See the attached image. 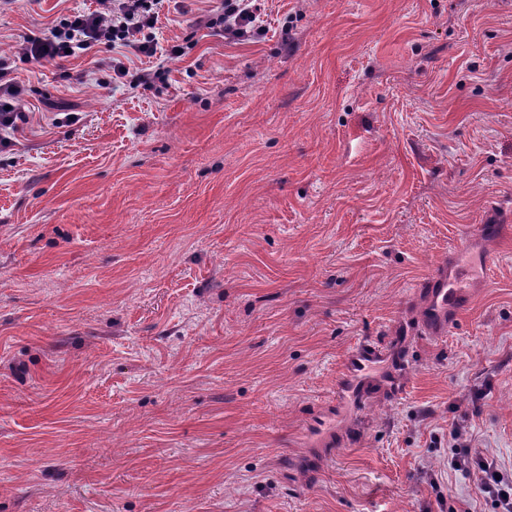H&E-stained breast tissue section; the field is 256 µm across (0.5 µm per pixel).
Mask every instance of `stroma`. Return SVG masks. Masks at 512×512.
<instances>
[{
	"label": "stroma",
	"mask_w": 512,
	"mask_h": 512,
	"mask_svg": "<svg viewBox=\"0 0 512 512\" xmlns=\"http://www.w3.org/2000/svg\"><path fill=\"white\" fill-rule=\"evenodd\" d=\"M97 0H15L0 55ZM153 91L18 64L0 149V512H496L512 473V0H265ZM442 336L418 285L477 225ZM387 357L339 402L361 343ZM451 466L464 473L477 470L479 492L494 501L496 512H512V475L504 473L494 459L483 454L472 455L470 450L459 448Z\"/></svg>",
	"instance_id": "stroma-1"
}]
</instances>
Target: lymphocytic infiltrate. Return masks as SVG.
Instances as JSON below:
<instances>
[{
    "label": "lymphocytic infiltrate",
    "instance_id": "lymphocytic-infiltrate-1",
    "mask_svg": "<svg viewBox=\"0 0 512 512\" xmlns=\"http://www.w3.org/2000/svg\"><path fill=\"white\" fill-rule=\"evenodd\" d=\"M100 10L63 17L51 31L42 35L27 34L13 48L12 57H0V146H12L13 139L27 116L19 107L23 90L14 78L11 58L35 67L59 65L67 56H78L97 48L112 53V70L129 89L150 90L165 82L161 70L131 66V58L158 54L172 59L185 56L187 43L160 45L156 34L162 0H99ZM195 29H207L230 42L264 38L267 28L262 0H212L211 6L194 18ZM451 466L454 470L478 472L479 491L490 497L496 512H512V475L503 472L496 461L486 455L458 450Z\"/></svg>",
    "mask_w": 512,
    "mask_h": 512
}]
</instances>
